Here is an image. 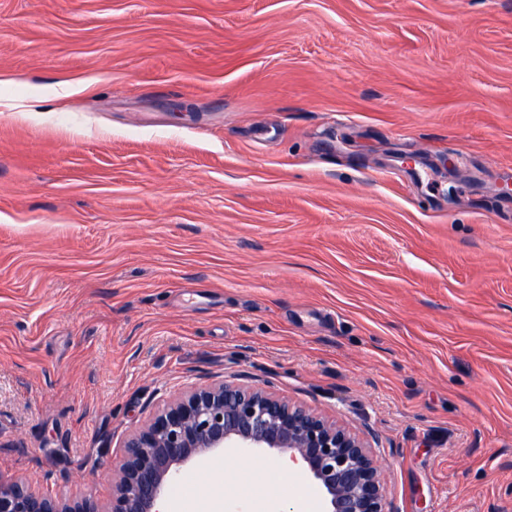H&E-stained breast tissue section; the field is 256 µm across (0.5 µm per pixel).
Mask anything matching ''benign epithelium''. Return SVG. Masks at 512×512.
I'll list each match as a JSON object with an SVG mask.
<instances>
[{
	"instance_id": "7a95c632",
	"label": "benign epithelium",
	"mask_w": 512,
	"mask_h": 512,
	"mask_svg": "<svg viewBox=\"0 0 512 512\" xmlns=\"http://www.w3.org/2000/svg\"><path fill=\"white\" fill-rule=\"evenodd\" d=\"M374 439L286 398L270 382L225 380L181 392L125 438L109 463L107 504L62 502L22 478L0 476V512H159L185 465L223 451L302 463L322 512H398L387 500Z\"/></svg>"
}]
</instances>
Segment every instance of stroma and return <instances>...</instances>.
Segmentation results:
<instances>
[{
	"mask_svg": "<svg viewBox=\"0 0 512 512\" xmlns=\"http://www.w3.org/2000/svg\"><path fill=\"white\" fill-rule=\"evenodd\" d=\"M0 74V474L106 503L246 374L398 512H512V0H0Z\"/></svg>",
	"mask_w": 512,
	"mask_h": 512,
	"instance_id": "35a3bbf8",
	"label": "stroma"
}]
</instances>
